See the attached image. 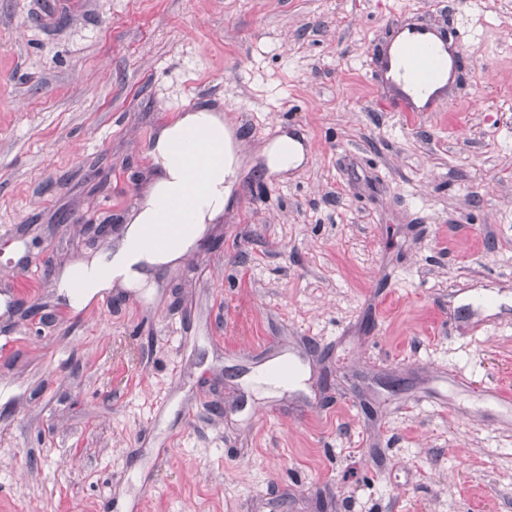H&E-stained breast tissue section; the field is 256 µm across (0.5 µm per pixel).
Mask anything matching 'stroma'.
Returning <instances> with one entry per match:
<instances>
[{
    "label": "stroma",
    "instance_id": "1",
    "mask_svg": "<svg viewBox=\"0 0 512 512\" xmlns=\"http://www.w3.org/2000/svg\"><path fill=\"white\" fill-rule=\"evenodd\" d=\"M44 3L0 0V512H512V0ZM404 19L465 48L433 112L368 74ZM205 103L249 203L73 309Z\"/></svg>",
    "mask_w": 512,
    "mask_h": 512
}]
</instances>
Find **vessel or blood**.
I'll list each match as a JSON object with an SVG mask.
<instances>
[{"mask_svg":"<svg viewBox=\"0 0 512 512\" xmlns=\"http://www.w3.org/2000/svg\"><path fill=\"white\" fill-rule=\"evenodd\" d=\"M461 57L460 42L442 37L433 27L403 21L371 75L394 92L396 111L427 112L453 81Z\"/></svg>","mask_w":512,"mask_h":512,"instance_id":"obj_1","label":"vessel or blood"}]
</instances>
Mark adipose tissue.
Here are the masks:
<instances>
[{"label": "adipose tissue", "instance_id": "obj_1", "mask_svg": "<svg viewBox=\"0 0 512 512\" xmlns=\"http://www.w3.org/2000/svg\"><path fill=\"white\" fill-rule=\"evenodd\" d=\"M191 136L212 153L204 166L203 188L192 197L187 190L194 174L179 157L182 144ZM233 145L232 130L213 108L196 109L162 127L148 150L157 170L148 202L133 217L110 260L79 264L64 275L65 283L77 286L68 295L69 303L87 304L116 279L131 288L146 287L144 267L166 265L193 248L206 225L224 213L236 162ZM149 233L165 238V245L140 247V240Z\"/></svg>", "mask_w": 512, "mask_h": 512}]
</instances>
